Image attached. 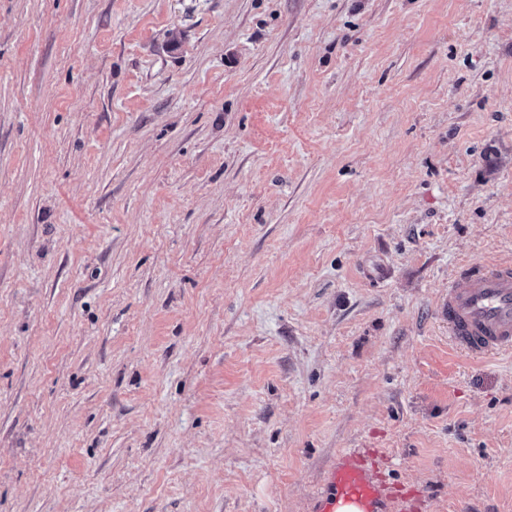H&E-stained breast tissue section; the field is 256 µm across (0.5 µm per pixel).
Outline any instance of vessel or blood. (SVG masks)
I'll use <instances>...</instances> for the list:
<instances>
[{"mask_svg": "<svg viewBox=\"0 0 512 512\" xmlns=\"http://www.w3.org/2000/svg\"><path fill=\"white\" fill-rule=\"evenodd\" d=\"M440 314L453 342L468 354L483 357L512 351V266L475 265L464 269L444 296ZM332 497L318 512H334L336 501L359 504L364 512H412L408 498L388 496L379 476L365 462L348 457L329 476Z\"/></svg>", "mask_w": 512, "mask_h": 512, "instance_id": "1", "label": "vessel or blood"}]
</instances>
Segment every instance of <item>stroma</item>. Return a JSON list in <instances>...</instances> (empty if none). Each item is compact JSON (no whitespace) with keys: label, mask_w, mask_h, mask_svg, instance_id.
<instances>
[{"label":"stroma","mask_w":512,"mask_h":512,"mask_svg":"<svg viewBox=\"0 0 512 512\" xmlns=\"http://www.w3.org/2000/svg\"><path fill=\"white\" fill-rule=\"evenodd\" d=\"M512 0H0V512H512ZM459 279L440 306L453 342L475 357L511 352L512 266H470ZM333 497L322 499L317 512H334L336 500L359 504L364 512H409L414 510L407 497L391 498L385 493L381 478L357 457H348L334 468L329 476Z\"/></svg>","instance_id":"35a3bbf8"}]
</instances>
